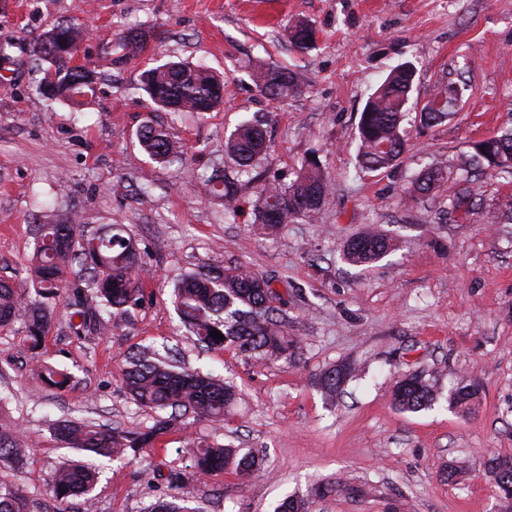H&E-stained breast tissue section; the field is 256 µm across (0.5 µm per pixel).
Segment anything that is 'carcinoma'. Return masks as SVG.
I'll return each mask as SVG.
<instances>
[{
	"instance_id": "1",
	"label": "carcinoma",
	"mask_w": 512,
	"mask_h": 512,
	"mask_svg": "<svg viewBox=\"0 0 512 512\" xmlns=\"http://www.w3.org/2000/svg\"><path fill=\"white\" fill-rule=\"evenodd\" d=\"M57 40L63 43L64 54L51 56L55 44H47L41 36L34 45V54L54 69V81L48 98L76 108L86 105L95 94L96 68H72L66 56L79 50L86 24L60 23ZM315 30L311 24L298 21L288 32V39L298 51L314 46ZM145 49L141 34L123 32L115 45L101 46V58L128 63ZM416 77L414 66L404 63L375 89L365 103L357 126L358 159L361 168L378 171L398 164L405 148L403 122L409 110ZM257 91L268 100L280 104L301 92L297 75L287 69L259 64L250 72ZM140 82L151 102L175 112L195 115L211 112L223 104L224 80L203 69L183 62L152 67L140 76ZM459 101L458 89L442 83L434 89L421 109V121L441 123L452 116ZM142 152L158 163L181 160L168 131L151 120L139 131ZM268 149L263 123L244 121L225 139L224 150L238 167L240 174H250L255 161ZM469 162L488 170L512 173V129L500 136L473 144ZM443 169L427 167L414 182L413 192L429 194L444 182ZM211 194L228 199L226 214L235 216V197L224 191V180L201 175ZM328 190V177L320 160L305 159L295 179L281 187L269 184L260 189L253 204L255 221L271 233L281 225L320 208ZM392 252L390 239L376 231H366L350 240L343 249V259L355 266H369ZM89 271L87 287L95 296L84 297L83 288L68 281L74 265ZM144 262L132 238L121 224L91 235L79 225L41 224L34 243L31 265L25 280L18 283L0 280V327L8 326L21 304L29 303L26 338L34 365L45 382L57 389L70 385L72 376L42 360L37 350L52 320L50 306L71 289L74 294V315L80 318L75 330L94 328L105 331L116 327L144 299L140 275ZM177 310L183 325L206 346L234 347L258 360L275 362L288 358L295 339L288 336L284 323L275 316L272 306L276 294L270 282L243 265L233 267L204 265L181 275L174 285ZM218 331L224 339L212 336ZM349 376V368L336 365L325 370L318 385L327 397H334ZM121 381L130 397L139 406L152 410H171L167 417L155 421L145 431L118 430L105 423L67 419L54 424V432L69 447L97 457L122 459L128 450L148 448L157 438L174 426L178 419L190 414L195 418L221 421L238 399L236 388L209 375L178 370L159 357L152 346L137 351L122 369ZM433 386L420 375H409L397 382L393 402L402 412H418L435 403ZM453 406L470 412L479 402L475 385L458 387L451 392ZM28 452L16 426L0 420V461L20 469ZM188 455L191 468L199 476L233 469L242 478H249L261 469V462L249 453L231 445L207 441L190 443ZM98 465L93 460L62 462L51 479L58 504L70 497L89 496L97 482ZM500 491L498 512H512V470L494 478ZM0 512H30L27 499L18 486L0 478Z\"/></svg>"
}]
</instances>
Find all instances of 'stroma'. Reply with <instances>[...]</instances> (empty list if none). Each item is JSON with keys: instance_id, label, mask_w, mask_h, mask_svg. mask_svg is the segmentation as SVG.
<instances>
[{"instance_id": "1", "label": "stroma", "mask_w": 512, "mask_h": 512, "mask_svg": "<svg viewBox=\"0 0 512 512\" xmlns=\"http://www.w3.org/2000/svg\"><path fill=\"white\" fill-rule=\"evenodd\" d=\"M300 18L318 32L304 53L285 36ZM66 20L88 24L79 54L103 74L79 111L40 94L45 64L33 53L36 39ZM130 27L146 32V50L106 67L99 44ZM1 44L8 56L0 58V278H22L37 226L51 216H79L89 232L127 225L146 263L143 302L116 328L74 333L69 299L58 298L44 349L72 373L67 389L49 387L35 370L26 310L0 327V412L32 446L22 469L0 463L1 478L52 504V471L79 456L52 423L152 425L156 412L130 399L119 373L138 348L167 345L181 366L234 384L236 405L220 422L181 418L153 448L106 463L91 502L69 500L67 512H149L170 493L168 469H188L192 440L252 452L265 469L246 480L229 471L190 474L187 489L201 512H274L289 496L307 499L309 512H496L488 463L512 458V224L489 218L512 201V174L476 175L472 213L451 201L465 186L460 164L472 144L512 126V0H0ZM258 59L294 70L302 92L283 106L263 98L249 78ZM166 61L201 63L223 77L221 110L191 120L153 106L136 84ZM405 62L416 68L405 152L392 168L361 169L360 113ZM447 81L462 89L454 117L421 123L418 103ZM254 118L266 120L270 148L248 178L224 141ZM149 119L181 142L182 162L142 154L137 134ZM312 154L331 182L321 207L263 234L252 213L260 187L290 183ZM430 165L447 169L449 182L411 197ZM215 169L234 184L236 220L225 219L223 198L200 181ZM443 209L448 221L440 224ZM373 227L396 250L369 266L345 262L346 242ZM239 263L271 281L298 341L288 358L208 349L181 324L174 280L205 264ZM343 363L351 375L327 399L317 378ZM416 373L432 382L436 402L399 411L392 390ZM462 381L482 390L467 414L448 402ZM146 468L155 479L141 478ZM323 480L345 488L312 496Z\"/></svg>"}]
</instances>
